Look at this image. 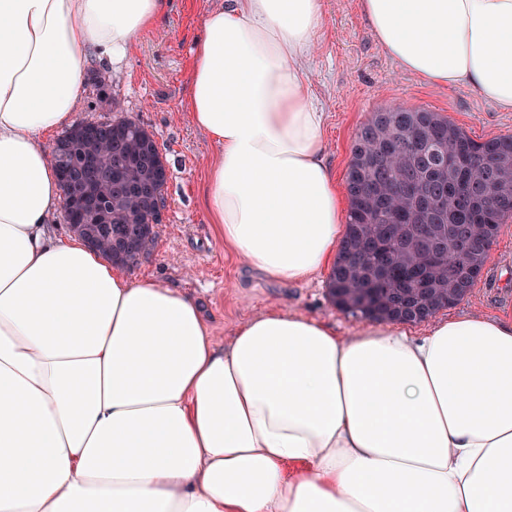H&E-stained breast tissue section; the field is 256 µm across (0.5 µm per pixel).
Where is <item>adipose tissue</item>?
<instances>
[{
    "label": "adipose tissue",
    "instance_id": "1",
    "mask_svg": "<svg viewBox=\"0 0 512 512\" xmlns=\"http://www.w3.org/2000/svg\"><path fill=\"white\" fill-rule=\"evenodd\" d=\"M168 0H0V512H512V322L346 336L298 310L215 339L178 288L132 280L51 222L40 146ZM429 85L512 111V0H362ZM320 0H228L186 106L205 187L245 265L303 282L342 246V195L304 64Z\"/></svg>",
    "mask_w": 512,
    "mask_h": 512
}]
</instances>
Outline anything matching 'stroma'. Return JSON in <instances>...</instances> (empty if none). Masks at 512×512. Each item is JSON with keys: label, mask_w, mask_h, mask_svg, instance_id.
I'll return each instance as SVG.
<instances>
[{"label": "stroma", "mask_w": 512, "mask_h": 512, "mask_svg": "<svg viewBox=\"0 0 512 512\" xmlns=\"http://www.w3.org/2000/svg\"><path fill=\"white\" fill-rule=\"evenodd\" d=\"M223 0H170L160 25L136 37L118 70L88 66L73 121L106 122L129 115L153 131L169 169L165 210L155 245L144 261L126 269L131 279L154 278L182 288L200 304L213 335L283 306L299 310L346 335L354 320L332 302L328 274L296 284L279 282L241 264L225 248L203 196L217 148L191 123L185 110L191 50L208 11ZM322 26L305 68L325 114L329 165L345 184L358 129L373 112L425 108L448 118L482 141L512 135L504 112L472 89L434 88L401 71L374 39L360 0H321ZM104 82L108 94L97 91ZM512 318V221L502 225L481 278L467 296L440 310L445 319L465 313Z\"/></svg>", "instance_id": "obj_1"}]
</instances>
